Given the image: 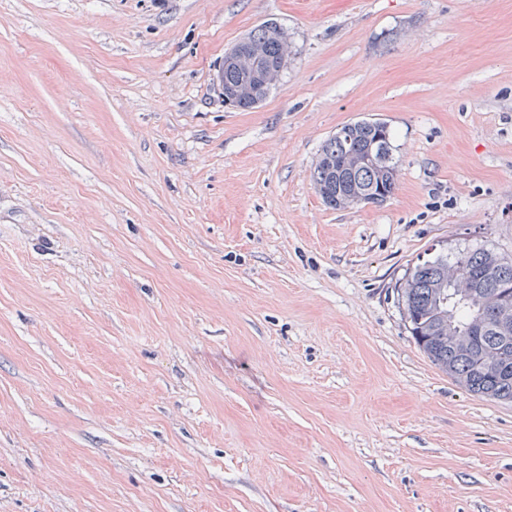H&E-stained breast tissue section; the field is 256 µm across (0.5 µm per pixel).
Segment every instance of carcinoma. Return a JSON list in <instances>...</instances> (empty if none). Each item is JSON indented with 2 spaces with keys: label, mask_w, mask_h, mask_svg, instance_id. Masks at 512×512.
<instances>
[{
  "label": "carcinoma",
  "mask_w": 512,
  "mask_h": 512,
  "mask_svg": "<svg viewBox=\"0 0 512 512\" xmlns=\"http://www.w3.org/2000/svg\"><path fill=\"white\" fill-rule=\"evenodd\" d=\"M260 50L259 66H277L288 53L259 26L237 47ZM253 68L224 70V86L249 81ZM392 131L385 122L355 121L342 126L322 146L311 174L327 206L347 209L381 205L394 192L397 162ZM381 160L363 165L369 152ZM512 287V261L484 248L439 252L413 265L399 291L411 336L428 359L474 395L512 402V334L498 328L501 287Z\"/></svg>",
  "instance_id": "carcinoma-1"
}]
</instances>
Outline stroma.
<instances>
[{"mask_svg":"<svg viewBox=\"0 0 512 512\" xmlns=\"http://www.w3.org/2000/svg\"><path fill=\"white\" fill-rule=\"evenodd\" d=\"M362 118L397 188L333 210ZM468 246L512 259V0H0V512H512V402L398 292ZM236 44V46L234 45L235 50L241 47L248 46H254L258 48L260 50V62L258 67H262L264 69L274 68L288 53L287 48H285L282 43H280L278 40L269 37L266 34L264 25H261L255 30L251 31L247 36L242 38ZM256 48H251L247 50L240 49L239 51H235L233 53L224 55V63L221 66L222 68L220 72L222 75H224V82L222 83L225 88L238 86L241 83H246L251 79L253 67L247 66L233 69L227 68L225 70L224 67H240L242 64H244L245 61L252 63V61L258 54ZM287 66L288 58L285 56V58L282 60L280 64L279 70H284L285 68H287ZM268 86V80L266 76L254 84L244 85L238 88L226 90L224 93V102L233 107L239 108L240 105L244 102H239L240 99H254L255 103H258L260 99L265 96L266 88ZM257 106H251L249 102L243 104L241 110H250L254 109ZM392 139L386 122L376 124L361 120L343 125L322 146L311 174L323 202L336 210L361 204H383L393 194L397 181L398 166L393 157ZM381 150L383 157L374 165L359 162L369 152L378 154ZM371 160L373 155L370 154L363 161Z\"/></svg>","mask_w":512,"mask_h":512,"instance_id":"35a3bbf8","label":"stroma"}]
</instances>
